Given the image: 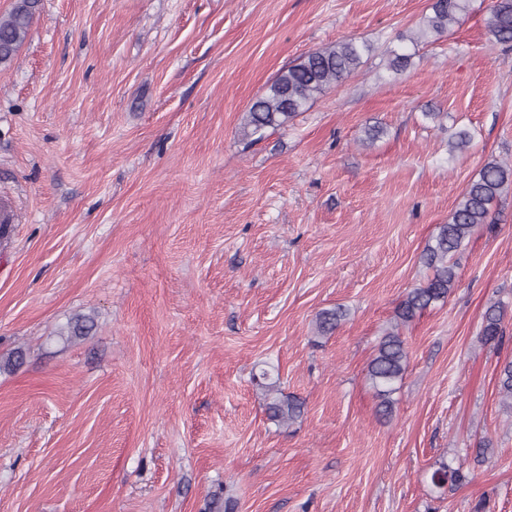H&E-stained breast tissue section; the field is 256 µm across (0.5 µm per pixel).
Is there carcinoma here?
<instances>
[{"label":"carcinoma","mask_w":512,"mask_h":512,"mask_svg":"<svg viewBox=\"0 0 512 512\" xmlns=\"http://www.w3.org/2000/svg\"><path fill=\"white\" fill-rule=\"evenodd\" d=\"M40 0H13L9 12L0 16V65L15 58L28 37ZM467 9V0H434L433 14L423 19L420 36L443 35L458 25ZM490 39L503 45L512 44V0H495L486 20ZM369 47L354 38H343L326 47L308 53L298 63L281 71L270 83L266 93L254 100L245 112V135L251 136L266 128L282 126L303 111L307 104L326 88L351 76L362 64ZM512 189V165L491 161L480 170L456 205L451 221L439 227L434 243L422 254L424 266L432 271L426 281L410 290L395 310V327L386 332L378 343L376 353L368 364V380L378 398L377 413L389 417L393 412L392 395L403 378L408 361L405 339L398 326L406 325L425 310L445 302L455 288L457 274L453 256L459 252L474 229L489 224L495 202ZM504 307L490 305L483 315L479 339L482 344L499 346L503 341ZM340 307L318 313L316 329L320 335L333 333L345 319ZM95 327L94 319L83 316L68 325L66 335L86 336ZM266 397V411L270 420L289 423L303 413V403L283 396L279 377L262 370L253 376ZM499 393L512 407V361L504 363L499 376ZM466 481L462 467L441 463L431 474L432 484L456 486Z\"/></svg>","instance_id":"carcinoma-1"}]
</instances>
